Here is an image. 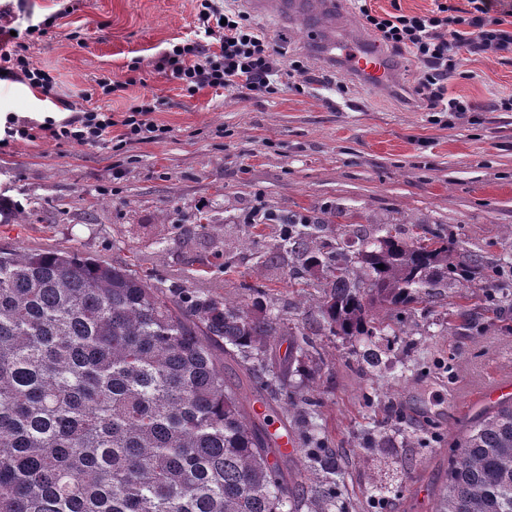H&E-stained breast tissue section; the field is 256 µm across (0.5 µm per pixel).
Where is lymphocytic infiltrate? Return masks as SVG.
<instances>
[{
  "label": "lymphocytic infiltrate",
  "instance_id": "obj_1",
  "mask_svg": "<svg viewBox=\"0 0 512 512\" xmlns=\"http://www.w3.org/2000/svg\"><path fill=\"white\" fill-rule=\"evenodd\" d=\"M502 0H467L459 8L450 0H436L423 14L380 13L368 0H356L362 24L384 45L407 53L420 66L419 84L427 108L462 115L479 111L474 101L449 94L448 81L459 76L464 56L498 57L512 53V23L501 11ZM197 17L204 30L200 39L173 45L158 65L188 94L202 89L237 91L250 97H273L292 86L298 65H286L268 38L242 12L224 8L220 0H197ZM25 42L0 48V68L14 81L50 93L54 79L34 67ZM154 102L130 104L122 119L98 107L77 115L34 123L16 116L0 130V148L19 140L42 136L57 144L93 145L118 141L119 145L164 138L168 129L157 124ZM120 136H113L114 127Z\"/></svg>",
  "mask_w": 512,
  "mask_h": 512
}]
</instances>
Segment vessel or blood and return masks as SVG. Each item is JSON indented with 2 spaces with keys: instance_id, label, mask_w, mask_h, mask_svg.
<instances>
[{
  "instance_id": "b4317fda",
  "label": "vessel or blood",
  "mask_w": 512,
  "mask_h": 512,
  "mask_svg": "<svg viewBox=\"0 0 512 512\" xmlns=\"http://www.w3.org/2000/svg\"><path fill=\"white\" fill-rule=\"evenodd\" d=\"M258 13L280 18H303L315 15L321 18L339 17L346 12V0H249ZM309 35L329 62L344 63L353 75L363 78L368 85L381 88L395 79L394 69L387 54L378 51L364 38L339 42L323 34L319 27H309Z\"/></svg>"
}]
</instances>
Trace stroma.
<instances>
[{"instance_id": "stroma-1", "label": "stroma", "mask_w": 512, "mask_h": 512, "mask_svg": "<svg viewBox=\"0 0 512 512\" xmlns=\"http://www.w3.org/2000/svg\"><path fill=\"white\" fill-rule=\"evenodd\" d=\"M196 0H0V27L33 30L31 63L55 79L51 94L0 77V115L42 121L103 107L125 111L157 99L167 137L126 147L18 141L0 150V197L24 212L0 224V242L68 247L134 263L155 284L251 304L263 286L293 330L309 334L322 360L311 385L316 424L343 456L339 484L354 504L391 488L375 512H436L448 461L479 392L512 376V323L449 325L454 304L416 319L411 348L393 345L381 374L357 371L358 341L316 327L317 286L298 287L280 250L283 224L262 225L261 207L280 212L340 205L363 225L404 214L452 225L464 248H490L512 262V112L478 123L424 111L417 68L405 54L396 90H372L343 67L327 66L298 20L257 19L282 60L300 61L303 92L248 98L235 91L181 90L158 71L174 42L198 34ZM448 90L480 103L512 92V54L470 56ZM109 77L117 90L97 86ZM210 224H196L198 214ZM392 402L402 427L430 434L424 448L371 456L365 433Z\"/></svg>"}]
</instances>
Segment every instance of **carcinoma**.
I'll list each match as a JSON object with an SVG mask.
<instances>
[{"mask_svg":"<svg viewBox=\"0 0 512 512\" xmlns=\"http://www.w3.org/2000/svg\"><path fill=\"white\" fill-rule=\"evenodd\" d=\"M338 218L333 243L296 228ZM359 218L338 205L263 213L291 226V274L321 271L318 327L359 339L363 372L382 371L391 344H412L416 314L448 290L466 329L482 312H512L496 286L507 265L464 248L448 225L410 216L365 230ZM283 328L260 301L164 288L70 248L0 243V512H351L336 493L339 459L313 430L306 381L320 352L303 336L270 362ZM284 396L282 421L306 441L304 484L288 458L270 459L273 437L253 410ZM437 512H512L511 398L467 429Z\"/></svg>","mask_w":512,"mask_h":512,"instance_id":"cac0c4a2","label":"carcinoma"}]
</instances>
